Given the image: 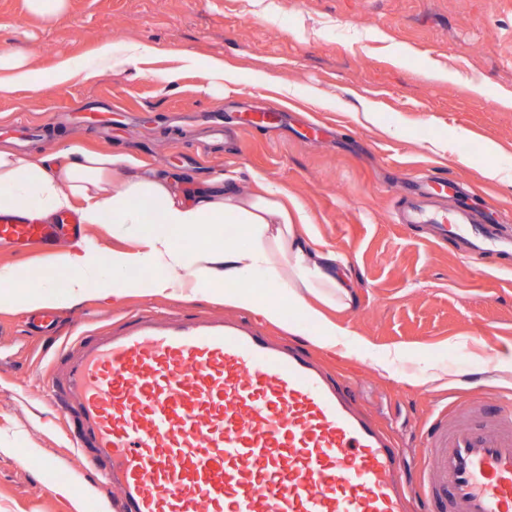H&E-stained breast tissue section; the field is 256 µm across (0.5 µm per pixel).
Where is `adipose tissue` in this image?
Segmentation results:
<instances>
[{"mask_svg":"<svg viewBox=\"0 0 512 512\" xmlns=\"http://www.w3.org/2000/svg\"><path fill=\"white\" fill-rule=\"evenodd\" d=\"M65 161L41 154L18 156L0 147V199L18 215L37 213L48 223L60 213L78 211L85 224H96L111 213L116 230L132 228L135 246L107 252L79 247L67 253L68 291L59 295L52 280L35 279L22 269H0V285L25 289L23 304L58 306L66 297L83 295L96 282L99 295L145 287L156 294L186 278L194 289L207 290L225 303L259 308L279 320L276 305L257 303L244 283L264 281L278 289L302 317L320 329L315 344L332 347L347 330L328 319L353 302V284L343 257L323 250L311 232V218L303 204L280 190L260 185L242 190L217 181L197 188L192 196L176 191L171 176L146 167L130 156L88 152L69 146ZM122 171L119 189L107 191V177ZM225 224L243 230L248 246H231L217 238L186 251L177 241L186 231Z\"/></svg>","mask_w":512,"mask_h":512,"instance_id":"obj_1","label":"adipose tissue"}]
</instances>
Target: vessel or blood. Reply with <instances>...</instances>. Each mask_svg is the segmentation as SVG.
Here are the masks:
<instances>
[{
  "mask_svg": "<svg viewBox=\"0 0 512 512\" xmlns=\"http://www.w3.org/2000/svg\"><path fill=\"white\" fill-rule=\"evenodd\" d=\"M404 221L434 225L477 265L512 248L494 216L462 207L412 203ZM86 235L76 216L44 224L0 205V241L49 248ZM52 387L121 512H512L511 405L479 425L440 410L413 470L354 409L351 382L240 320L135 311L66 345Z\"/></svg>",
  "mask_w": 512,
  "mask_h": 512,
  "instance_id": "b4317fda",
  "label": "vessel or blood"
}]
</instances>
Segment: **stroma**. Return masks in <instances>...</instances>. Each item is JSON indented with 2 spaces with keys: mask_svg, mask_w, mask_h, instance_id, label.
I'll list each match as a JSON object with an SVG mask.
<instances>
[{
  "mask_svg": "<svg viewBox=\"0 0 512 512\" xmlns=\"http://www.w3.org/2000/svg\"><path fill=\"white\" fill-rule=\"evenodd\" d=\"M105 41L115 50L97 78L54 81L59 59L98 66ZM137 45L153 50L138 69L127 61ZM1 51L30 57L34 84L0 97V145L22 156L72 144L130 155L179 175L187 194L223 174L242 187L264 180L300 200L321 246L345 258L355 301L338 317L348 339L326 349L309 342L318 326L267 287L251 293L280 305L284 322L186 287L108 300L92 289L58 308L57 335L43 336L27 308L0 300V512L115 503L70 446L50 378L68 336L137 308L243 317L307 346L352 379L358 410L407 446L440 406L512 399L497 369L512 355V267L494 256L475 266L451 241L398 221L408 183L440 176L475 208L512 217V0H65L51 18L0 0ZM186 54L194 68L182 69ZM215 57L238 84H212ZM364 99L375 106L369 121ZM246 111L280 121L247 127L236 119ZM73 248L0 244V268L41 274ZM431 366L444 382L409 384Z\"/></svg>",
  "mask_w": 512,
  "mask_h": 512,
  "instance_id": "obj_1",
  "label": "stroma"
}]
</instances>
